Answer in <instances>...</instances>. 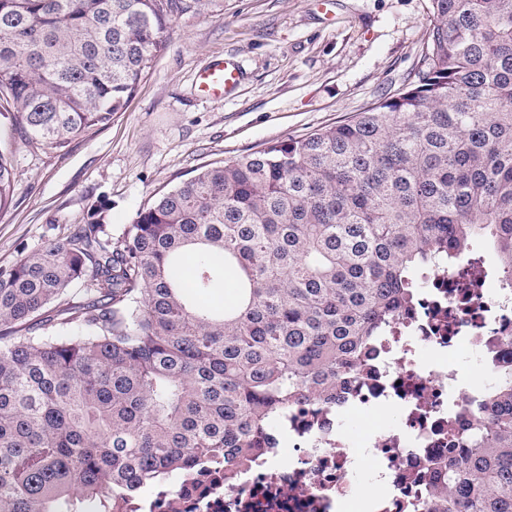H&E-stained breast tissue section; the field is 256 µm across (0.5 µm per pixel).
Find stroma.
Masks as SVG:
<instances>
[{
	"mask_svg": "<svg viewBox=\"0 0 512 512\" xmlns=\"http://www.w3.org/2000/svg\"><path fill=\"white\" fill-rule=\"evenodd\" d=\"M431 0H213L176 17L167 48L111 124L68 149L31 144L0 108L14 195L0 210V267L20 249L67 236L98 200L113 234L150 199L203 165L302 137L403 92L415 81ZM228 59L240 81L224 99L197 76Z\"/></svg>",
	"mask_w": 512,
	"mask_h": 512,
	"instance_id": "obj_1",
	"label": "stroma"
}]
</instances>
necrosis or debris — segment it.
Listing matches in <instances>:
<instances>
[{
	"instance_id": "obj_1",
	"label": "necrosis or debris",
	"mask_w": 512,
	"mask_h": 512,
	"mask_svg": "<svg viewBox=\"0 0 512 512\" xmlns=\"http://www.w3.org/2000/svg\"><path fill=\"white\" fill-rule=\"evenodd\" d=\"M488 276L480 261L462 275L433 276L415 309L377 338L342 405L290 410L273 447L260 449L232 483L223 464H201L177 490L127 496L116 512H425L448 459V427L488 391L512 336V288L487 289ZM462 355L486 379L471 383L449 370ZM389 407L397 424H372L358 438L347 430L349 415ZM364 469L379 487L375 497L354 480Z\"/></svg>"
}]
</instances>
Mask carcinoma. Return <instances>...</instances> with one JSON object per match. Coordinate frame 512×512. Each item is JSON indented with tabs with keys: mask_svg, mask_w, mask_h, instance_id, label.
<instances>
[{
	"mask_svg": "<svg viewBox=\"0 0 512 512\" xmlns=\"http://www.w3.org/2000/svg\"><path fill=\"white\" fill-rule=\"evenodd\" d=\"M207 0H0V103L67 149L122 111ZM403 93L201 167L117 239L95 219L0 268V512H108L224 479L288 408L340 402L436 270L491 248L512 285V0H432ZM13 197L0 146V210ZM235 278L223 307L204 300ZM428 512H512V366L461 413Z\"/></svg>",
	"mask_w": 512,
	"mask_h": 512,
	"instance_id": "1",
	"label": "carcinoma"
}]
</instances>
